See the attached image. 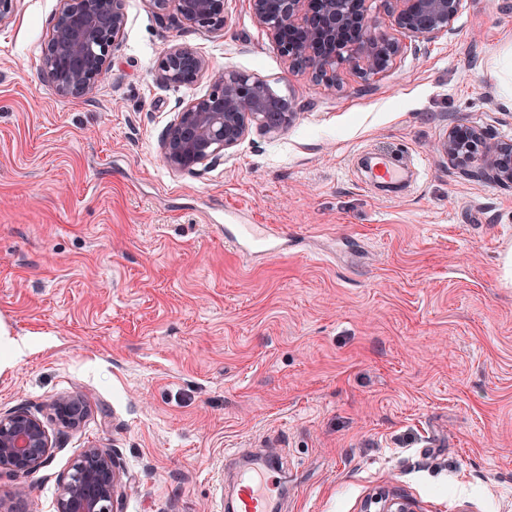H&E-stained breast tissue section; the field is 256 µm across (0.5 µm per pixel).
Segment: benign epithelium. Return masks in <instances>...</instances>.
<instances>
[{"mask_svg": "<svg viewBox=\"0 0 512 512\" xmlns=\"http://www.w3.org/2000/svg\"><path fill=\"white\" fill-rule=\"evenodd\" d=\"M22 0H0V31L16 20ZM156 13L181 25L210 32L224 30L226 0H149ZM369 0H248L257 24L291 69H308L325 94L336 93L340 70L348 66L364 82L383 72L379 59L394 62L402 50L397 38L377 32L384 23L431 40L448 32L463 0H381L373 15ZM127 24L125 0H60L40 47L43 81L61 98L91 99L112 67ZM210 69L209 59L186 46H171L157 61L156 82L179 90L193 86ZM297 118L293 102L265 81L226 70L212 77L208 94L179 104L164 130L160 151L166 166L193 173L239 146L256 129L270 136ZM461 175L512 186V141L492 146L485 131L456 124L433 146ZM67 433L79 428L81 399L60 397L52 404ZM52 440L39 419L24 409L0 414V473H29L51 455ZM121 466L102 448L83 451L59 483L57 512H113L121 490ZM377 512H417L407 498L380 497Z\"/></svg>", "mask_w": 512, "mask_h": 512, "instance_id": "benign-epithelium-1", "label": "benign epithelium"}]
</instances>
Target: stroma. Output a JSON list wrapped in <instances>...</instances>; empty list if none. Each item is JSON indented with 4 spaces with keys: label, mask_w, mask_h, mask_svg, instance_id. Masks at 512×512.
Returning <instances> with one entry per match:
<instances>
[{
    "label": "stroma",
    "mask_w": 512,
    "mask_h": 512,
    "mask_svg": "<svg viewBox=\"0 0 512 512\" xmlns=\"http://www.w3.org/2000/svg\"><path fill=\"white\" fill-rule=\"evenodd\" d=\"M59 0H23L0 31V322L22 349L0 368V412L24 408L57 446L0 474L12 512H55L84 448L118 458L116 512H222L228 455L275 457L281 512H362L383 490L417 512H512V187L467 180L431 145L459 123L512 140V0H464L435 40L333 95L289 69L227 0L214 33L126 0L96 97L62 99L39 74ZM265 80L298 116L178 174L159 138L181 99L153 68L172 45ZM382 153L394 192L364 168ZM229 224H271L288 252L246 261ZM85 406L61 433L50 409ZM23 486L27 494L11 499ZM52 409L62 433L79 428L83 419L80 398L73 396L60 397L53 402Z\"/></svg>",
    "instance_id": "1"
}]
</instances>
